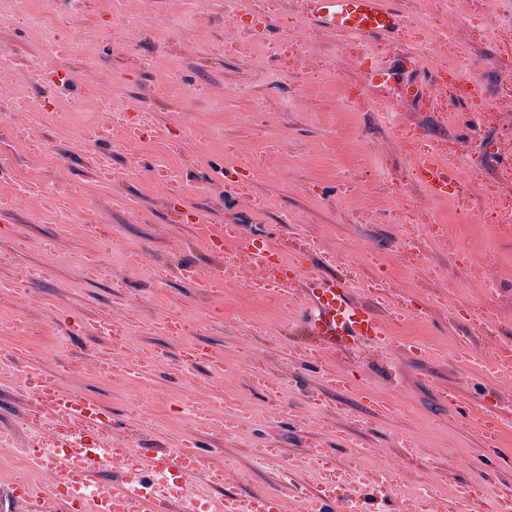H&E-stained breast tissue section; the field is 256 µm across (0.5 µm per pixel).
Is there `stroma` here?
<instances>
[{"instance_id": "obj_1", "label": "stroma", "mask_w": 512, "mask_h": 512, "mask_svg": "<svg viewBox=\"0 0 512 512\" xmlns=\"http://www.w3.org/2000/svg\"><path fill=\"white\" fill-rule=\"evenodd\" d=\"M399 39H360L313 27L303 0H252L270 20L262 39L227 26L224 0H0V512L7 482L45 485L29 467L25 417L40 408L36 378L97 401L116 447L137 456L198 444L224 472L208 487L277 497L295 512L330 475L357 512H495L512 487V377L495 356L512 344V227L482 224L487 186L512 198L495 145L512 111L483 116L468 135L433 105L439 70L478 68L486 103L512 75V0H389ZM53 42L65 43L59 56ZM397 75L361 89L364 58ZM76 72L82 101L33 82L27 65ZM414 84L415 100L406 97ZM17 97L58 101L59 112H14ZM138 107L165 128L137 150L113 144L117 181L97 176L104 146L85 139L99 107ZM471 182L466 207L435 199L412 165L439 138ZM176 175L154 178L158 156ZM280 239L289 257L331 277L352 266L355 299L389 289L388 339L339 346L311 359L303 295L255 292L243 279L203 289L182 268H223L192 234L189 209ZM490 269L466 275L460 259ZM128 355L155 353L147 373L102 376L112 336ZM263 371L272 396L253 380ZM457 401L446 403L443 391ZM494 413L485 430L464 406ZM368 472L356 482L352 470ZM480 494L463 508L459 487Z\"/></svg>"}]
</instances>
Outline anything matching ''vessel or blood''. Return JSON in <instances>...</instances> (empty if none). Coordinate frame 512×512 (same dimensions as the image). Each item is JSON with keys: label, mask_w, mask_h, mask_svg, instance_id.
<instances>
[{"label": "vessel or blood", "mask_w": 512, "mask_h": 512, "mask_svg": "<svg viewBox=\"0 0 512 512\" xmlns=\"http://www.w3.org/2000/svg\"><path fill=\"white\" fill-rule=\"evenodd\" d=\"M307 14L315 26L342 30L359 37H392L401 27L400 14L388 7L387 0H305ZM461 86L472 108L456 113L457 125H474L482 113L483 97L475 82L461 79ZM444 144H436L433 154L419 160L413 175L416 182L435 198L456 196L461 188L456 171L439 159ZM193 231L216 255H244L253 277L251 288L267 286L287 294L297 279H304L305 307L302 323L315 349L358 341H384L386 288L373 282L369 301L355 300L350 294L354 279L351 268L331 277L307 272L304 264L289 261L282 248L266 237L244 234L240 225L214 223L201 210L193 213ZM38 396L51 404V417L59 440L39 445L31 453L32 464L47 471L49 485L33 488L17 481L10 484L12 500L25 512H58L59 500L78 504L80 512H156L160 503L177 505L186 512L187 502L178 496L187 478L217 482L218 477L205 470L192 444L179 448H161L156 455L129 467L130 452L111 447L104 439L110 425L101 407L85 395L64 393L55 376H44ZM110 475L109 484L93 485L92 472ZM339 502L327 490L300 499V512H336ZM212 512H279L278 500L258 495L248 500L227 496L215 502Z\"/></svg>", "instance_id": "1"}]
</instances>
